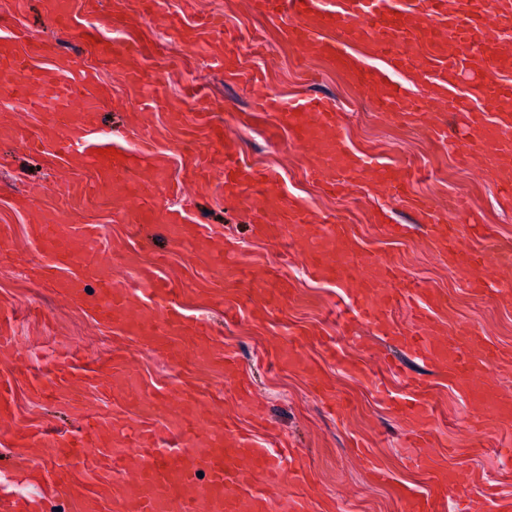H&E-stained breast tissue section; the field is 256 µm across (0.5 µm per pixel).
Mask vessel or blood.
I'll return each instance as SVG.
<instances>
[{
	"instance_id": "obj_1",
	"label": "vessel or blood",
	"mask_w": 512,
	"mask_h": 512,
	"mask_svg": "<svg viewBox=\"0 0 512 512\" xmlns=\"http://www.w3.org/2000/svg\"><path fill=\"white\" fill-rule=\"evenodd\" d=\"M484 2L480 10L474 9L471 0H457L453 6L448 0H411L404 10L396 9L393 0H251V7L256 14L278 24L289 46L315 51L336 68L356 69L344 45L361 32L370 37L374 49L392 69L434 66L437 75L431 98L440 101L446 111L470 114L469 140L458 145V152L464 155L470 147H478L480 160L499 168L500 191L511 196L512 163L504 159L499 131L512 124V81L504 77L512 70V54L500 53L488 41L487 31L494 27L512 28V0ZM103 51L131 84L139 83L141 75L130 63L141 56L140 44H107ZM48 56L53 59L50 67L43 73H32L31 63ZM70 63V57L52 54L43 41L31 39L19 49L11 38L0 39V70L14 76L10 84L0 88V96L12 100L16 108L40 115L38 134L19 135L18 141L23 148L61 153L78 167L92 169L96 174L94 190L121 192L133 221L148 220L141 202L153 180L166 179L169 155L155 150L149 136H142L140 153L149 163L150 177L133 179L126 156L119 150L124 133L104 134L96 126L97 73H74ZM470 66L477 69L484 97L500 108L494 118L470 112L465 99L449 92ZM356 71L361 86L382 87L376 100L379 111L400 117L424 111L423 101L409 98L400 86L385 84L382 73ZM257 107L272 113L294 141L317 145L320 160L311 170L314 180L324 183L331 193L347 188L342 175L353 172L354 165L344 150L340 116L330 104L319 99L286 102L264 97ZM214 154L217 164L200 166L195 174L199 187L217 191L225 200L237 204L263 203L276 208L278 223L262 227L269 239L280 240L291 233L320 237L322 245L315 249L310 266L319 276L342 285L355 284L352 302L357 318L377 322L392 307L412 305V286L398 283L391 266H383L371 278L360 273L352 260L344 225L317 223L309 210L289 203L280 192L276 170L242 164L236 147L229 142L221 143ZM73 193V185L59 188V208L33 230L46 260L39 270L40 277L82 300L98 321L122 333L143 336L168 347L174 346L176 337L184 336L207 347V328L199 322H186L175 291L165 280L146 271L132 284L101 265L97 250L87 246L92 237L90 229L69 224L65 216ZM417 209L430 225L431 241L437 250L447 254L454 268L472 273V288H485L480 276L485 265L512 267L511 238L475 224L472 235L482 246L467 249L460 243L459 225L442 223L426 202H419ZM161 218L176 241L193 243L196 234L180 213L165 210ZM91 282L97 292L90 296L86 287ZM430 302L432 314H415L418 329L393 327L392 342L415 350L425 359L442 362L449 375L464 384L472 383L482 372L512 363V354L492 342L483 346L479 358L473 359L466 353L471 337L453 331L440 339L423 336L420 328L429 317L443 320L448 315L446 299L434 296ZM478 395L490 421L499 419L507 404L512 403V398L499 394L489 383ZM130 402L138 418L131 431L123 427L108 430L93 421L83 439L67 445L62 444L56 432L16 435L14 441L22 449L17 457L18 467L42 461L45 446L58 448L56 483L64 486L70 482L73 467L94 460L101 474L96 490L86 500L87 512H101L105 498L112 501L114 512H270L274 507L279 512H307L308 503L301 493H289L279 503L272 499L273 488L286 485L289 474L302 473V462H295L292 473H285L280 463L281 451L257 447L252 435L239 431L230 421L205 420L196 396L184 397L175 408L166 398L150 401L133 394ZM394 409L408 419L419 420V427L409 434L411 442H418L425 433L424 421L432 417L430 405L414 398L395 403ZM163 416L179 428L181 439H161L149 429L150 421ZM126 471L135 474L128 486L115 479L116 474ZM200 471L209 474L202 486L195 481ZM252 476L263 480L264 489L257 490L249 484ZM455 487V481L445 477L425 495L403 488L400 496L405 512H445L448 493Z\"/></svg>"
}]
</instances>
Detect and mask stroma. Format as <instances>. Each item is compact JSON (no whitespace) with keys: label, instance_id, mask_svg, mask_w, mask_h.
Instances as JSON below:
<instances>
[{"label":"stroma","instance_id":"35a3bbf8","mask_svg":"<svg viewBox=\"0 0 512 512\" xmlns=\"http://www.w3.org/2000/svg\"><path fill=\"white\" fill-rule=\"evenodd\" d=\"M47 2L0 0V32L58 43L60 53L98 72L100 127L126 128L128 155H135L134 144L146 131L172 155L169 178L180 183V194L151 193L148 201L180 211L188 225L211 227L224 261L214 268L203 249L180 246L159 221L129 223L119 193L92 190V170L28 152L1 129L5 123L20 132L36 129V116L0 111V235L12 245L0 258V329L12 338L11 346L0 350V379L8 388L0 397V486L41 502L42 512H79L82 495L95 486L92 475L75 472L69 487L61 488L43 467L19 470L10 438L45 427L77 437L89 415L111 424L124 410L123 396L119 389H103L94 373L119 357L144 398L175 395L187 385L199 394L206 415L231 417L259 444H291L307 462L302 492L309 512H403L398 489L429 491L440 468L457 477L446 512H512V461L498 450L512 434V419L479 425L477 400L440 365L389 344L391 324L409 325L407 309L378 325L349 328L346 287L316 276L299 243L256 233V225L273 222L270 210H245L198 188L191 177L200 152L222 134L245 164L281 169L286 199L308 207L316 220L345 225L355 262L371 256L394 264L400 279L417 283L424 295H447L453 308L446 321L435 322L433 336L449 328L476 336L468 350L474 357L489 341L512 352V300L490 287L475 292L470 274L449 268L447 256L428 242V225L392 201L380 180L382 170L400 167L446 222L491 224L512 237V197L499 193L497 171L459 162L447 148L466 140L467 113L443 117L433 105L427 120L416 121L376 111L375 92L315 51L281 44L275 25L255 14L250 0H157L148 12L140 0H99L92 12L85 0H68L78 25L63 37L47 19ZM212 12L222 13V31L197 28L198 18ZM170 15L182 19L181 30L166 27ZM107 40L145 45L144 56L133 63L144 73L143 83L130 84L107 62L101 51ZM228 44L233 66L215 67L214 55ZM160 86L168 98L157 107L152 99ZM267 94L330 99L341 115L349 155L371 160L349 195L330 197L310 180L315 151L295 143L274 116L257 111L258 99ZM64 179L85 187L73 204L72 221L97 227L105 266L133 277L142 267L159 265L185 316L210 322L217 355L199 352L186 338L182 354L172 358L150 339L96 321L51 282L33 281L30 268L40 253L32 228L39 213L29 208L28 199L39 195L44 208L54 209L53 189ZM390 224L406 230L388 236ZM271 268L290 287L275 307L266 305L262 290ZM330 342L338 361L327 356ZM63 343L79 369L72 389L51 394L44 385L53 371V353ZM226 350L237 361L232 377L224 371ZM382 384L401 395L418 385L425 388L434 410L427 446H408L413 424L383 403ZM324 385L346 401L344 413L325 407ZM375 467L388 473V481L374 479Z\"/></svg>","mask_w":512,"mask_h":512}]
</instances>
